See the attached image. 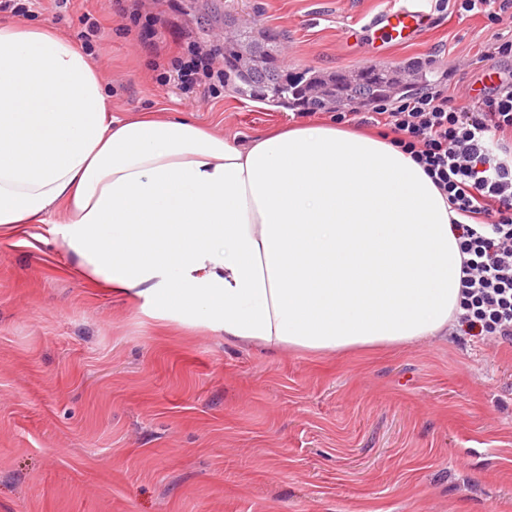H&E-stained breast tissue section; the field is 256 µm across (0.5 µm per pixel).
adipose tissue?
Listing matches in <instances>:
<instances>
[{
    "label": "adipose tissue",
    "mask_w": 512,
    "mask_h": 512,
    "mask_svg": "<svg viewBox=\"0 0 512 512\" xmlns=\"http://www.w3.org/2000/svg\"><path fill=\"white\" fill-rule=\"evenodd\" d=\"M109 107L84 51L0 24V235L64 205L87 282L231 344L333 353L447 332L455 213L390 139L307 123L244 142Z\"/></svg>",
    "instance_id": "obj_1"
}]
</instances>
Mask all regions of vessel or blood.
<instances>
[{
    "mask_svg": "<svg viewBox=\"0 0 512 512\" xmlns=\"http://www.w3.org/2000/svg\"><path fill=\"white\" fill-rule=\"evenodd\" d=\"M434 24L433 16L408 0L373 16L366 30L382 46L404 45L415 41Z\"/></svg>",
    "mask_w": 512,
    "mask_h": 512,
    "instance_id": "b4317fda",
    "label": "vessel or blood"
}]
</instances>
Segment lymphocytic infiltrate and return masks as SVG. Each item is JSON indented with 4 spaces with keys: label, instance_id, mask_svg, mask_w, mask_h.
Here are the masks:
<instances>
[{
    "label": "lymphocytic infiltrate",
    "instance_id": "f902f5d3",
    "mask_svg": "<svg viewBox=\"0 0 512 512\" xmlns=\"http://www.w3.org/2000/svg\"><path fill=\"white\" fill-rule=\"evenodd\" d=\"M435 7L461 17L476 11L497 27L512 19V0H436ZM117 10L126 31L158 52L169 19L142 13L136 4ZM222 55L221 46L184 36L181 54L170 59L160 80L187 94L215 95L224 84ZM350 116L388 127L395 145L423 167L458 216L454 227L464 260L454 332L512 344V81L501 80L463 105L447 90L431 89L380 97L367 115L353 107L334 119Z\"/></svg>",
    "mask_w": 512,
    "mask_h": 512
}]
</instances>
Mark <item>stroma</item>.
Wrapping results in <instances>:
<instances>
[{"label":"stroma","instance_id":"35a3bbf8","mask_svg":"<svg viewBox=\"0 0 512 512\" xmlns=\"http://www.w3.org/2000/svg\"><path fill=\"white\" fill-rule=\"evenodd\" d=\"M394 2L181 0L178 22L222 40L211 5L258 21L292 77L411 65L452 90L490 65L480 13L437 14L377 57L347 43ZM91 20L113 117L180 115L242 139L299 119L229 85L197 100L158 82L109 0H43L24 22L74 42ZM64 219L45 215L32 247L0 236V512H512V346L309 355L161 328L75 273Z\"/></svg>","mask_w":512,"mask_h":512}]
</instances>
